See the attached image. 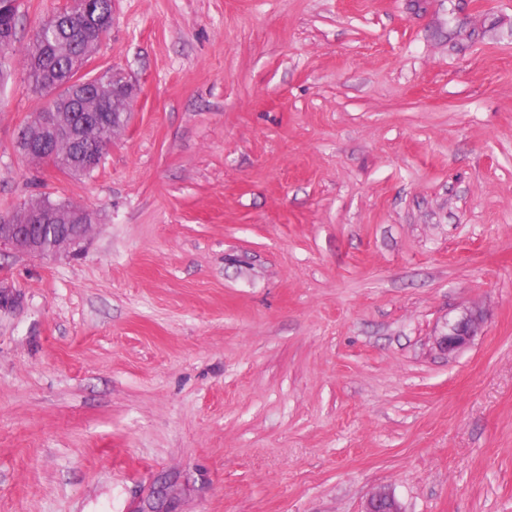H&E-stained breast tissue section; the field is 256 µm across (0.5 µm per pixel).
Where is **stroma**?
<instances>
[{
  "instance_id": "stroma-1",
  "label": "stroma",
  "mask_w": 512,
  "mask_h": 512,
  "mask_svg": "<svg viewBox=\"0 0 512 512\" xmlns=\"http://www.w3.org/2000/svg\"><path fill=\"white\" fill-rule=\"evenodd\" d=\"M0 56V512H512V0H115L136 87L74 178ZM470 345H436L468 310ZM46 200L30 201L9 219L0 218V250L9 247L25 255L53 256L85 238L96 220L91 210L66 208ZM44 227H58L59 230L47 241L43 235Z\"/></svg>"
}]
</instances>
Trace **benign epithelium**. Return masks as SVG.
Returning <instances> with one entry per match:
<instances>
[{
	"instance_id": "1",
	"label": "benign epithelium",
	"mask_w": 512,
	"mask_h": 512,
	"mask_svg": "<svg viewBox=\"0 0 512 512\" xmlns=\"http://www.w3.org/2000/svg\"><path fill=\"white\" fill-rule=\"evenodd\" d=\"M112 87L131 102L135 87L118 71L91 76L86 66L77 69L59 88L56 107L42 113L38 123L24 125L17 137L18 148L28 158L56 166L53 144L60 138L84 142L89 128L97 117L93 113L105 101L102 90ZM82 161L70 167L68 174H85L100 161L97 153L86 148ZM95 214L86 208H66L36 199L19 208L12 217L0 218V249L9 247L25 255L53 256L79 244L84 238V228L94 223ZM481 314L469 311L448 326L440 336L438 345L444 352L453 353L466 347L475 336ZM365 512H400L394 497L386 492L375 493Z\"/></svg>"
}]
</instances>
